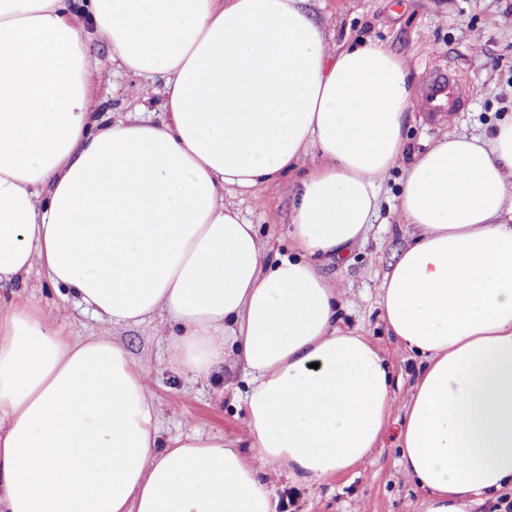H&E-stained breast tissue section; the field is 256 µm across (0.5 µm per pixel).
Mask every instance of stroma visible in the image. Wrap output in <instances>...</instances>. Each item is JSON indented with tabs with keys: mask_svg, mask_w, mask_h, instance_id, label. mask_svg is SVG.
Masks as SVG:
<instances>
[{
	"mask_svg": "<svg viewBox=\"0 0 512 512\" xmlns=\"http://www.w3.org/2000/svg\"><path fill=\"white\" fill-rule=\"evenodd\" d=\"M307 7L325 33L328 50L348 40H369L402 56L416 94L426 89L433 65L456 72L467 92L465 107L449 115L428 114L422 103H415L406 129L409 151L425 150L448 133H489L497 121L512 115V0H308ZM87 48L97 111L117 117L142 103L146 118L163 119L161 99L146 96L144 79L113 70L105 40H88ZM399 176L392 171L381 184L378 215L367 240L354 248L352 262H333L322 269L342 288L351 326L369 336L389 361L394 386L386 429L372 455L336 479L320 485L275 479V495L286 512H420L423 494L397 464L403 407L418 362L389 336L377 304L382 277L409 240L396 209ZM292 183L287 175L267 187L260 204L238 190L224 193L225 202L235 204L256 225L260 238L283 254L289 245ZM22 297L81 335L101 333L96 318L62 301L38 273L29 275ZM169 331L158 319L111 331L113 340L125 345L149 373L161 439L194 430L246 439L242 399L248 381L242 367L221 363L205 378L180 372L168 361Z\"/></svg>",
	"mask_w": 512,
	"mask_h": 512,
	"instance_id": "obj_1",
	"label": "stroma"
}]
</instances>
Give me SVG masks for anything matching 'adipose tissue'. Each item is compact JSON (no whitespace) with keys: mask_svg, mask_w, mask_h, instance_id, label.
Returning <instances> with one entry per match:
<instances>
[{"mask_svg":"<svg viewBox=\"0 0 512 512\" xmlns=\"http://www.w3.org/2000/svg\"><path fill=\"white\" fill-rule=\"evenodd\" d=\"M305 3L0 0V512H276L264 471L323 483L376 448L392 373L320 267L366 240L414 88L384 47L328 52ZM86 16L120 70L162 79V122L93 114ZM402 168L412 233L378 295L420 366L398 466L421 512H472L512 491V120ZM290 172L271 260L224 192ZM35 269L104 332L24 300ZM157 317L182 371L243 367L247 447L161 440L110 334Z\"/></svg>","mask_w":512,"mask_h":512,"instance_id":"1","label":"adipose tissue"}]
</instances>
